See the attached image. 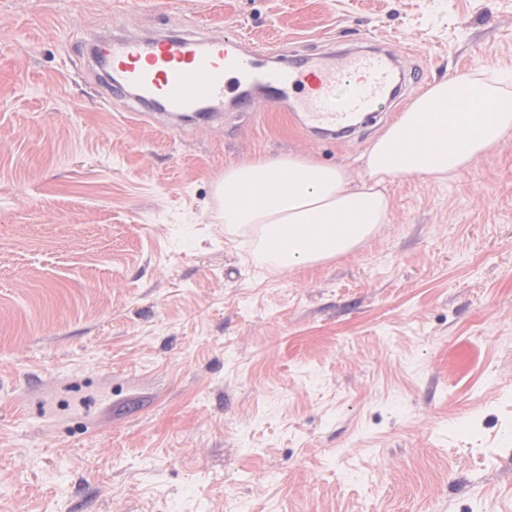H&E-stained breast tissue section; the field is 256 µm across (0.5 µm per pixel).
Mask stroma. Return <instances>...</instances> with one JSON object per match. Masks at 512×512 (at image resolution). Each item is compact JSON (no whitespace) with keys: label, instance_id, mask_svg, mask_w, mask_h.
<instances>
[{"label":"stroma","instance_id":"obj_1","mask_svg":"<svg viewBox=\"0 0 512 512\" xmlns=\"http://www.w3.org/2000/svg\"><path fill=\"white\" fill-rule=\"evenodd\" d=\"M189 25L421 79L352 139L130 122L89 41ZM512 73V0H0V512H512V134L312 268L226 242L225 166L346 167L433 80Z\"/></svg>","mask_w":512,"mask_h":512}]
</instances>
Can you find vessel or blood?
<instances>
[{
  "label": "vessel or blood",
  "instance_id": "b4317fda",
  "mask_svg": "<svg viewBox=\"0 0 512 512\" xmlns=\"http://www.w3.org/2000/svg\"><path fill=\"white\" fill-rule=\"evenodd\" d=\"M92 60L103 75L105 100H134L140 110L209 119L216 104L233 100L243 112L256 103L298 113L304 130L344 132L372 114L406 80L404 65L389 47L368 53L320 51L300 63L247 46L234 34L183 31L157 39L113 37L94 45ZM251 80L255 93L237 83Z\"/></svg>",
  "mask_w": 512,
  "mask_h": 512
}]
</instances>
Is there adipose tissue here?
Wrapping results in <instances>:
<instances>
[{"mask_svg": "<svg viewBox=\"0 0 512 512\" xmlns=\"http://www.w3.org/2000/svg\"><path fill=\"white\" fill-rule=\"evenodd\" d=\"M511 133L512 90L498 73L430 83L362 156L361 180L294 154L225 166L216 187L224 233L251 234L260 255L283 270L322 264L388 223V185L410 176L448 179Z\"/></svg>", "mask_w": 512, "mask_h": 512, "instance_id": "obj_1", "label": "adipose tissue"}]
</instances>
